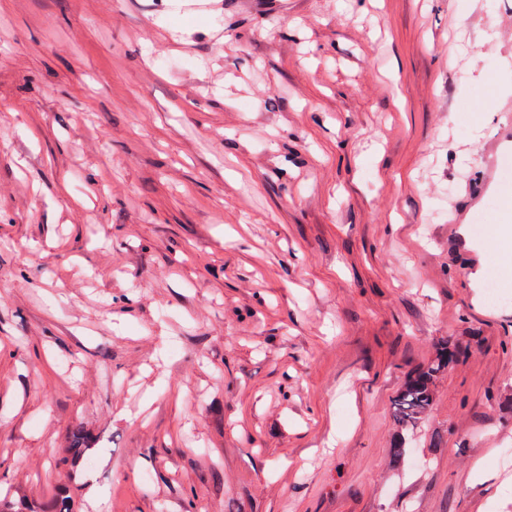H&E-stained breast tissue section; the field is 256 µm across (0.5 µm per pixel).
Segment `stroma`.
I'll list each match as a JSON object with an SVG mask.
<instances>
[{"mask_svg":"<svg viewBox=\"0 0 512 512\" xmlns=\"http://www.w3.org/2000/svg\"><path fill=\"white\" fill-rule=\"evenodd\" d=\"M511 50L512 0H0V488L80 426L91 512H512ZM507 116V128L499 135L494 149L486 156L485 172L489 184L497 186L499 196L498 223L512 224V183H500L499 171L504 160L508 159L510 151L509 143L512 144L511 137V115ZM463 351L448 342L442 344L435 357L410 373L402 389L393 399V419L398 434L393 444L395 457L403 455L406 434L423 422L434 401V383L437 377L456 362Z\"/></svg>","mask_w":512,"mask_h":512,"instance_id":"1","label":"stroma"}]
</instances>
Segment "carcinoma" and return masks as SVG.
<instances>
[{"instance_id": "obj_1", "label": "carcinoma", "mask_w": 512, "mask_h": 512, "mask_svg": "<svg viewBox=\"0 0 512 512\" xmlns=\"http://www.w3.org/2000/svg\"><path fill=\"white\" fill-rule=\"evenodd\" d=\"M462 350L448 342L442 344L435 357L428 363L410 373L402 389L393 399V419L398 428L392 452L396 457L403 455L406 446V434L423 422L434 401V383L437 377L456 362ZM90 436L81 429L71 432L67 453L68 461L75 467L90 460ZM39 512H79L78 504L70 488H64L62 494L54 499L49 507Z\"/></svg>"}]
</instances>
